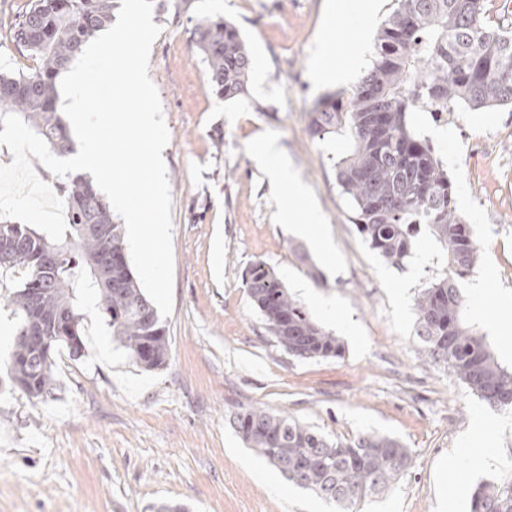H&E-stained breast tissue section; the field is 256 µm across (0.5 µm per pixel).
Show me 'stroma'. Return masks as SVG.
<instances>
[{
  "mask_svg": "<svg viewBox=\"0 0 512 512\" xmlns=\"http://www.w3.org/2000/svg\"><path fill=\"white\" fill-rule=\"evenodd\" d=\"M29 0H0V72L33 62L9 37ZM331 0H165L153 10L161 33L148 74L169 130L163 152L171 188L173 311L165 323L163 368L137 365L113 339L94 304L83 306L84 354L56 359L57 388L36 400L0 371V512H333L311 491L287 482L246 443L236 412L261 407L323 434L398 438L411 463L401 479L361 512H442L443 458L471 444L475 412L495 421L481 446V469L461 487L470 503L482 482L512 483V411L474 395L443 365L427 361L415 336L416 300L444 269L442 250L421 234L413 253L392 266L361 239L336 180L350 147L344 132L318 140L308 111L331 93L310 69L327 24L336 26V60L351 68V92L371 64L379 32L395 7L381 0L373 21L330 19ZM207 16L239 29L253 60L248 91L218 99L192 31ZM409 123L430 139L448 171L457 210L479 241L475 268L460 283L469 323L497 361L512 370V108L453 109L442 118L417 110ZM274 140L319 205L336 253L326 264L311 241L279 222L285 203L248 146ZM307 253L322 275L313 280ZM273 268L315 322L343 346L339 357L297 359L268 331L244 273ZM487 290L478 285L485 274ZM18 285L0 268V363L14 346L8 304ZM337 306L330 316L314 296ZM498 309V325L484 313Z\"/></svg>",
  "mask_w": 512,
  "mask_h": 512,
  "instance_id": "35a3bbf8",
  "label": "stroma"
}]
</instances>
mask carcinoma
Wrapping results in <instances>:
<instances>
[{
	"mask_svg": "<svg viewBox=\"0 0 512 512\" xmlns=\"http://www.w3.org/2000/svg\"><path fill=\"white\" fill-rule=\"evenodd\" d=\"M396 2L360 82L347 96L319 98L308 112V132L319 140L347 133L352 151L336 163L337 183L357 232L385 262L402 265L423 231L441 245L446 272L416 300L421 351L489 405L512 409V370L497 362L486 337L467 323L460 295L459 283L474 269L476 237L457 213L453 186L430 140L407 120L429 100L471 111L512 107V35L488 25L484 0ZM116 7L117 0H31L10 37L19 42V29L31 23L22 47L36 66L19 76L0 74V118L15 114L54 154L71 153L69 125L56 106L57 79L89 38L111 25ZM192 42L218 98L248 90L252 59L235 25L205 17L194 27ZM57 188L67 214L62 242L0 218V238L14 242L0 248V267L22 275L11 297L17 326L7 375L32 399L53 393L58 353L66 350L74 360L82 356L79 289L94 293L112 336L142 368L158 369L169 356L166 326L129 266L109 200L82 174L67 176ZM87 224L97 225L101 234L84 233ZM106 255L112 257L110 286L97 268ZM47 256L53 263L43 269ZM245 284L289 355L341 356L338 339L313 321L266 263L249 267ZM28 331L40 333V340L24 339ZM141 340L145 356L135 349ZM42 343L50 347L47 356ZM235 418L243 439L287 481L313 491L337 512H358L410 466L407 448L387 435L332 441L302 422L259 408ZM470 512H512V484L476 487Z\"/></svg>",
	"mask_w": 512,
	"mask_h": 512,
	"instance_id": "cac0c4a2",
	"label": "carcinoma"
}]
</instances>
